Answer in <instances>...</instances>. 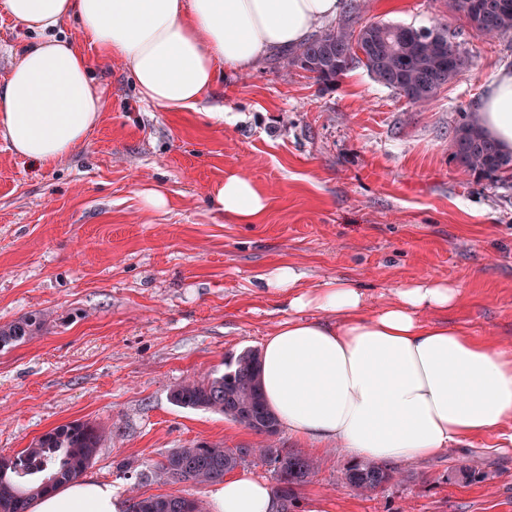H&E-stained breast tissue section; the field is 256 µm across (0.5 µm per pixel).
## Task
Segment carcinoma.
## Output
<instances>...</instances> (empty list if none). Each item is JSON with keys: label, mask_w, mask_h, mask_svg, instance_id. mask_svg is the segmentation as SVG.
Listing matches in <instances>:
<instances>
[{"label": "carcinoma", "mask_w": 512, "mask_h": 512, "mask_svg": "<svg viewBox=\"0 0 512 512\" xmlns=\"http://www.w3.org/2000/svg\"><path fill=\"white\" fill-rule=\"evenodd\" d=\"M470 28L485 38L512 33V0H449ZM442 26L414 28L382 21L357 24L348 15L288 49L285 66L298 67L320 85H333L351 68L362 65L383 86L410 102L426 105L470 63V54L452 37L433 40ZM450 161L467 174L512 184V153H504L478 127L474 112L462 114L454 128ZM44 318L31 313L0 327V349L25 343L41 331ZM220 376L188 378L171 391L181 407L211 410L267 436L279 422L265 403L259 384V355L246 351L226 363ZM102 440L100 429L73 421L55 427L13 456H0V512H29L32 501L79 478L92 464ZM257 456L274 481V497L284 512L296 507L297 490L314 473L316 462L299 451L264 448H224L198 445L176 448L155 463L153 474L168 483L206 484L224 478L246 458ZM396 471L372 461H355L346 468L352 488L373 490L395 479ZM140 512H202L200 504L182 496L156 495L139 501Z\"/></svg>", "instance_id": "1"}]
</instances>
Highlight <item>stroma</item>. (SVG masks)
<instances>
[{"label": "stroma", "instance_id": "stroma-1", "mask_svg": "<svg viewBox=\"0 0 512 512\" xmlns=\"http://www.w3.org/2000/svg\"><path fill=\"white\" fill-rule=\"evenodd\" d=\"M360 4L365 21L458 32L469 66L416 106L364 67L322 87L272 54L246 71L219 68L197 109L167 112L84 43L76 20L55 29L88 55L104 108L51 166L0 141V326L46 316L30 341L0 350V456L90 422L105 438L88 476L123 494L207 504L208 486L141 475L177 448L266 445L222 414L176 405L170 390L260 348L286 314L259 278L281 264L300 267L309 288L346 277L377 305L405 283L447 279L461 295L449 323L512 347V188L448 158L461 114L512 67V34L476 36L446 0ZM38 40L0 10V86ZM230 169L266 195L260 222L211 206ZM154 187L169 206L148 214L138 193ZM274 440L318 463L292 512H512V444L496 433L396 463L399 480L372 491L346 485L343 451L314 450L284 428Z\"/></svg>", "mask_w": 512, "mask_h": 512}]
</instances>
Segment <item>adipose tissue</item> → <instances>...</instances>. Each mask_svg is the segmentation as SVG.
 <instances>
[{"instance_id":"adipose-tissue-1","label":"adipose tissue","mask_w":512,"mask_h":512,"mask_svg":"<svg viewBox=\"0 0 512 512\" xmlns=\"http://www.w3.org/2000/svg\"><path fill=\"white\" fill-rule=\"evenodd\" d=\"M14 19L43 33L0 89V139L21 157L54 164L83 143L103 108L89 60L52 31L77 17L86 39L121 61L143 99L170 112L195 108L218 65L246 69L305 41L343 0H0ZM486 135L512 152V68L500 69L479 112ZM238 224H255L267 198L238 171L212 196ZM290 264L262 276L287 319L262 343L267 405L300 440L331 445L357 460L395 462L439 455L488 433L512 442V349L448 325L460 291L424 278L375 306L354 282L301 284ZM210 512H272L260 477L214 483ZM111 483L81 477L39 498L32 512H125Z\"/></svg>"}]
</instances>
